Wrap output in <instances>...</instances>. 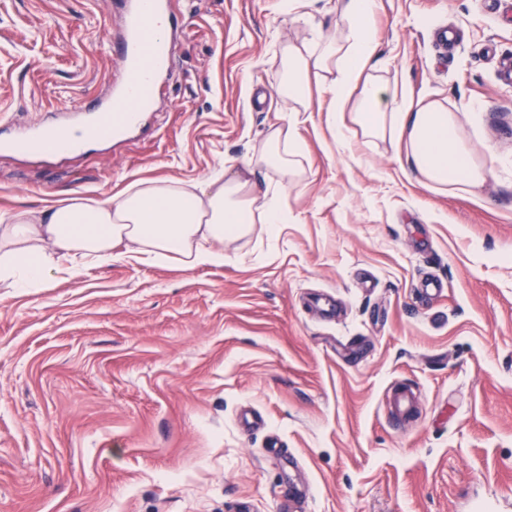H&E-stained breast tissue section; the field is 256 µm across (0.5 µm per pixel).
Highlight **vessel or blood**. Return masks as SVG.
<instances>
[{
    "instance_id": "1",
    "label": "vessel or blood",
    "mask_w": 512,
    "mask_h": 512,
    "mask_svg": "<svg viewBox=\"0 0 512 512\" xmlns=\"http://www.w3.org/2000/svg\"><path fill=\"white\" fill-rule=\"evenodd\" d=\"M123 29L112 52L120 62V75L112 94L90 105L89 118L57 121L15 130L0 125V149L32 157H59L78 152L94 142L136 137L143 130L144 113L135 99L152 102L161 77L172 61L173 36L184 31L171 0H115Z\"/></svg>"
}]
</instances>
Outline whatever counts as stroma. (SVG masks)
Listing matches in <instances>:
<instances>
[{
  "instance_id": "35a3bbf8",
  "label": "stroma",
  "mask_w": 512,
  "mask_h": 512,
  "mask_svg": "<svg viewBox=\"0 0 512 512\" xmlns=\"http://www.w3.org/2000/svg\"><path fill=\"white\" fill-rule=\"evenodd\" d=\"M188 27L150 138L43 162L0 153V212L253 167L287 223L220 267L133 260L0 288V512H512V173L440 194L390 140L327 124L301 176L255 160L287 117L282 50L340 40L337 0H176ZM111 0H0V118L105 100ZM372 70L445 101L471 157L512 160V0H377ZM442 290L421 300L417 285ZM416 390L394 428L385 395Z\"/></svg>"
}]
</instances>
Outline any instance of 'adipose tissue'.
Instances as JSON below:
<instances>
[{
    "label": "adipose tissue",
    "instance_id": "adipose-tissue-1",
    "mask_svg": "<svg viewBox=\"0 0 512 512\" xmlns=\"http://www.w3.org/2000/svg\"><path fill=\"white\" fill-rule=\"evenodd\" d=\"M376 0H344L341 41L283 50L281 93L293 105L286 123L268 132L261 164L282 177L297 174L303 155L297 134L308 101L311 68L332 74L333 106L327 114L337 149L348 147V124L370 139L390 138L404 148L411 174L434 190L480 187L491 170L470 157L454 112L443 102L413 105L376 81L368 70L379 47L373 35ZM279 189L255 201L248 173L215 171L201 183L166 179L133 184L118 199H71L39 209L0 214V287H43L50 275L126 258L188 269L220 266L224 244L250 236L256 225L285 223Z\"/></svg>",
    "mask_w": 512,
    "mask_h": 512
}]
</instances>
